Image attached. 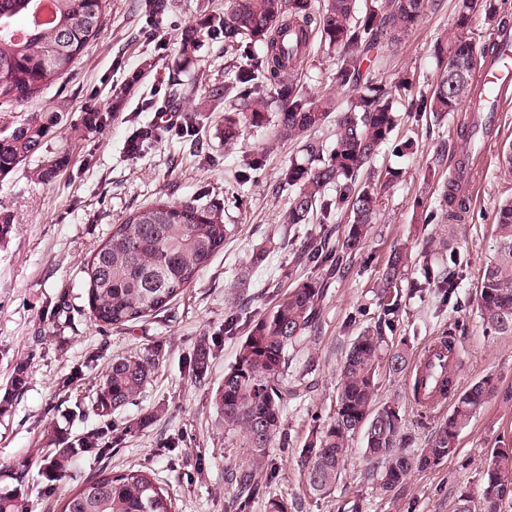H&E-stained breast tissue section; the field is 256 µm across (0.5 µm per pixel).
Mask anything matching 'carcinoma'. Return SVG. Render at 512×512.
I'll return each instance as SVG.
<instances>
[{"label": "carcinoma", "mask_w": 512, "mask_h": 512, "mask_svg": "<svg viewBox=\"0 0 512 512\" xmlns=\"http://www.w3.org/2000/svg\"><path fill=\"white\" fill-rule=\"evenodd\" d=\"M442 0H228L224 14L207 18L201 28L181 35L183 54L199 47L200 37L220 36L253 62L238 67L234 79L216 89L233 104L224 115V142L236 141L244 128L272 126L274 142L300 141L307 160L293 161L282 173L291 190L284 224H308L314 213L321 223L334 211L350 212L352 221L336 248L309 236L303 254L310 263L334 264L361 250L371 234L380 192L364 180L380 148L398 125V112L430 113L441 118L472 96L477 84V50L466 37L477 6L494 30L512 29V15L498 0H454L455 26L437 37L432 54L444 65L439 81L427 92L415 91V74L404 70L393 82L365 67L385 47L394 48L412 32L424 11ZM40 0H0V112L37 98L80 64L88 46L105 23L110 0H53L50 20H35ZM25 24L17 27V19ZM336 53L333 81L336 94L315 95L291 79L309 54L314 40ZM261 57L252 58V48ZM333 124L330 144L307 133ZM59 124L55 112L14 124L15 133L0 137V176L31 160L29 177L40 183L54 178L66 165L65 151L50 155L43 147ZM487 134L477 123L461 131L463 147L456 159L461 177L470 174L472 149ZM446 219L467 209L460 183L445 190ZM496 249L483 267L475 293L477 313L485 331L512 335V200L500 204L494 218ZM227 227L217 208L159 198L112 225L107 239L87 264L89 309L103 325L124 326L167 309L224 248ZM408 268L407 250L397 249L382 268L381 317L353 340L336 383V412L300 452L310 492L324 496L341 478L349 439L363 433L364 456L376 484L391 492L415 472L454 454L461 432L497 393L483 378L456 394L452 410L437 425L423 448L408 452L404 410L393 400L379 404L377 377L382 365L397 375L408 370L412 353L388 347L386 330L398 315L399 285ZM323 288L313 279L298 282L267 313L254 320L241 341L235 362L224 372L214 404L224 427L238 431L252 449L256 466L281 436L288 389L284 372L288 349L320 318ZM211 347L197 344L189 371L202 379L209 368ZM155 366L154 359L116 356L102 378L94 403L97 415L133 403ZM103 430L80 438L53 440L54 452L46 476L63 482L73 461L98 455L106 447ZM512 503V446L497 448L483 473L478 499L463 491L456 512H502ZM61 512H175L169 492L143 470L121 474L104 471L64 495Z\"/></svg>", "instance_id": "1"}]
</instances>
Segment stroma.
<instances>
[{"instance_id": "35a3bbf8", "label": "stroma", "mask_w": 512, "mask_h": 512, "mask_svg": "<svg viewBox=\"0 0 512 512\" xmlns=\"http://www.w3.org/2000/svg\"><path fill=\"white\" fill-rule=\"evenodd\" d=\"M226 0H170L157 19L146 24L144 0H110L105 24L83 61L62 82L38 98L0 114V129L42 112H58L45 148L67 151L69 164L46 183L31 181L21 170L0 176V212L13 225L0 238V397L9 389L17 364H25L22 391L0 411V492L16 493L18 512H60L63 491L42 474L50 435L72 439L104 425L112 427V448L83 456L72 466L68 488L80 486L100 468L154 472L176 512H225L244 495L246 512H266L271 498L296 503L297 512H455L461 492L479 494L494 448L512 445V401L501 394L512 388V336L483 331L472 295L484 265L495 253L494 216L500 202L512 198V176H505L502 155L512 144V108L482 146L487 162L476 175L469 210L459 221L424 223V213L447 212L444 196L468 126L465 110L442 120L406 112L393 139L411 141L405 155L384 147L372 165V177L384 188L376 223L363 248L343 271L309 264L300 243L309 233L342 238L347 212L327 223L296 224L284 229L279 219L290 191L281 173L301 159L296 145L269 146L265 128L244 129L232 145L224 143V102L212 91L234 73L242 58L223 40L204 38L192 63L181 55V34L223 12ZM451 6L426 12L411 35L392 51L384 76L414 71L418 87L428 90L442 73L431 55L439 34L451 28ZM166 43H159V35ZM336 60L312 48L295 71V80L312 92L330 90ZM182 101H171V87ZM197 107L191 134L157 128L155 115L180 111L183 101ZM101 116L83 137L71 135L88 113ZM156 130L139 152L129 150L138 131ZM260 163L257 182L237 185L235 173L245 163ZM403 177L386 184L388 169ZM190 201L221 209L234 231L206 268L167 310L120 328L100 325L88 307L87 263L113 225L158 198ZM285 233L272 249L270 235ZM407 246L408 276L398 298L399 315L387 338L421 353L432 340L451 333L462 346L456 390L483 377L493 378L501 394L492 398L459 437L453 455L389 493L381 492L362 457L364 438L349 441L345 471L331 494H311L298 465L311 434L336 410V380L350 344L365 327L376 325L379 270L394 247ZM456 256L462 277L458 305L448 304L441 288L425 283L424 263L439 265ZM313 279L324 287L316 326L288 350L284 373L288 398L282 429L287 447L269 448L266 469L255 473L257 486L243 494L228 479L230 470L250 468L252 453L241 435L219 421L213 395L241 342L224 333L233 318L239 328L265 313L296 281ZM215 349L204 380L191 379L188 361L199 340ZM118 355H138L156 365L137 403L114 413L111 421L92 405L100 380ZM408 375L380 370L378 398L400 399L405 432L420 448L442 418L425 413L409 398ZM147 423L127 432L128 421ZM26 463L29 479L16 485L9 467Z\"/></svg>"}]
</instances>
